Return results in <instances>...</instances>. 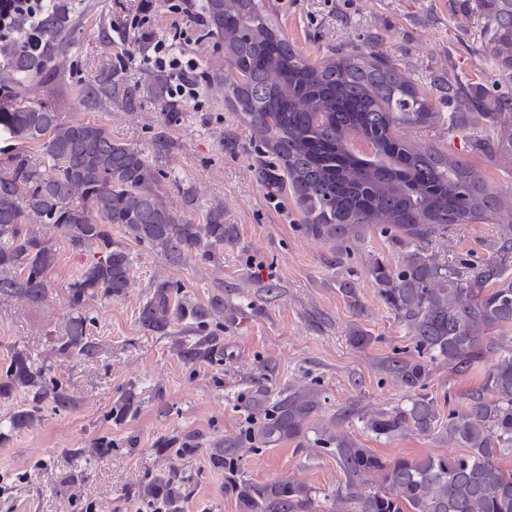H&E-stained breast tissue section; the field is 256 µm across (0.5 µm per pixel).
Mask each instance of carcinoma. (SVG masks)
Here are the masks:
<instances>
[{
    "label": "carcinoma",
    "instance_id": "1",
    "mask_svg": "<svg viewBox=\"0 0 512 512\" xmlns=\"http://www.w3.org/2000/svg\"><path fill=\"white\" fill-rule=\"evenodd\" d=\"M475 4L492 59L512 79V0ZM203 10L224 43L227 65L212 80L224 82L225 101L281 163L304 208L307 230L343 244L375 228L405 244L396 268L379 261L368 268L383 301L412 333L413 356L394 360L401 382L423 385L436 361L460 372L485 365L483 383L466 406L448 411L442 421L426 396L365 420L368 430L384 436L437 429L448 447L462 453L387 462L345 435L317 439L336 444L348 477L349 492L336 498L331 512H512V469L500 463L501 450L512 448V343L493 336L512 327V237L501 238L493 259L464 271L420 247L452 226L491 222L500 208L469 165L400 134L445 123L453 132L458 112L444 117L435 110L416 82L378 49L376 38L364 49L338 50L318 61L288 41L266 0H205ZM74 26L68 0H52L41 25L42 49L32 51L20 40L0 44V71L18 91L55 75V60ZM112 98L128 105L136 99V90L115 71L85 84L78 105ZM454 100L489 124L469 130L470 150L512 167V94L494 96L489 108L458 87ZM1 131L16 146L6 152L0 172V297L41 305L60 241L87 256L65 285L72 317L56 339L61 356L98 355L89 303L118 297L129 287L132 259L112 239V225L169 258L189 255L204 262L235 237L219 204L203 224L173 207L164 195V175L103 125L65 123L49 107L32 105L0 108ZM353 136L371 140L379 159L352 152ZM31 146L44 161L34 158ZM209 316L169 281L157 283L139 310L140 322L160 335L176 317L203 323ZM216 345L214 337L203 336L182 347L180 356L193 364L211 356ZM18 390L26 392V406L3 419L14 430L34 424L45 405L56 412L72 405L66 388L15 348L0 369V397ZM253 406L259 419L243 438L269 445L306 438L317 400L295 395L271 405L259 391ZM213 460L224 466V489L236 495L243 512H314L300 484L238 481L235 448L216 449ZM375 473L382 474L383 485L358 491Z\"/></svg>",
    "mask_w": 512,
    "mask_h": 512
}]
</instances>
